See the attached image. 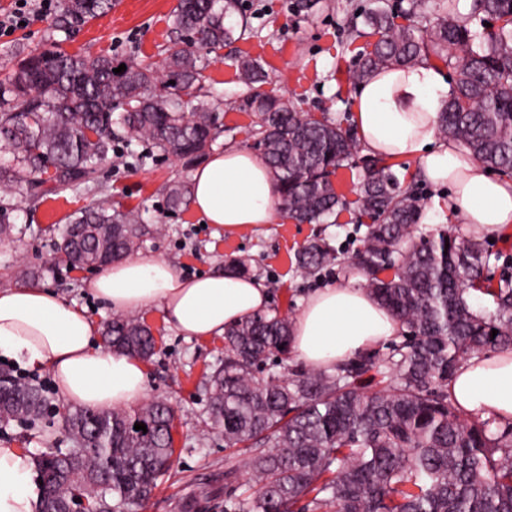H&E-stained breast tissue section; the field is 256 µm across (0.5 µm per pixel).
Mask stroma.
<instances>
[{
    "instance_id": "1",
    "label": "stroma",
    "mask_w": 512,
    "mask_h": 512,
    "mask_svg": "<svg viewBox=\"0 0 512 512\" xmlns=\"http://www.w3.org/2000/svg\"><path fill=\"white\" fill-rule=\"evenodd\" d=\"M177 0H121L118 7L70 32L56 30L51 16H36L26 28L0 37V75L11 62L10 51L21 45L35 49L59 42L71 54L112 55L122 62L135 57L161 64L163 50L172 38L170 14ZM255 29L254 36L235 41L211 54L206 70V89L227 99L242 97L247 87L239 78L238 61L258 59L268 72L269 87L288 98L303 112H324L343 124L354 122L355 85L349 81L371 36L351 39L349 31L360 12L373 0H320L308 17L289 10L290 0H243ZM123 143H116L111 164L100 179L112 194L114 204L137 211L153 229L140 246L175 263L187 275L206 274L239 258L248 259L251 275L265 281L270 294L268 311L296 317L313 291L329 284L364 285L365 277L349 268L350 257L362 246L365 233L359 224L355 192L357 172L339 170L336 190L347 202L332 224H299L279 214L266 232L227 235L203 224L192 207L169 211L165 185L189 179L194 167L162 152L144 167L125 164ZM402 184L419 185L425 196L421 225L462 229V217L446 206L447 187H436L420 177L415 161L402 160L395 167ZM91 197L82 190H68L44 197L37 209L23 208L10 214L13 231L0 238V289L19 286L20 271L37 273L39 285L61 294L67 301L87 309L96 324L113 313L87 294L83 282L95 275L92 267L75 271L59 263L53 224L85 205ZM325 238L336 259L319 276L303 278L295 265V253L313 236ZM158 341L157 353L145 362V401L162 399L176 414V453L144 512H224V467L230 455L224 437L213 429L206 409L211 372L224 359V339L187 337L169 329L159 310L140 312ZM34 429L18 423L0 429V444L22 449L33 457L49 448L67 450L70 443L61 427L60 415ZM208 496H201V488Z\"/></svg>"
}]
</instances>
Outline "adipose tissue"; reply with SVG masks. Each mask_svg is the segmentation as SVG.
<instances>
[{"mask_svg":"<svg viewBox=\"0 0 512 512\" xmlns=\"http://www.w3.org/2000/svg\"><path fill=\"white\" fill-rule=\"evenodd\" d=\"M451 89L429 64L381 70L355 92V125L369 154L416 161L429 182L448 185L449 208L484 234L512 226V182L494 177L442 139L438 119ZM192 206L227 234L260 233L276 220V185L253 152L229 146L191 175ZM91 294L116 313L159 308L170 329L213 337L258 314L268 302L263 281L217 270L185 276L173 263L140 253L102 269ZM399 323L366 289L315 291L293 321L291 349L309 368H333L398 336ZM0 356L49 369L62 397L90 410L127 408L146 392L143 363L105 351L85 309L37 284L0 290ZM464 414L512 422V350L464 361L448 385ZM31 471L19 449L0 446V512H33Z\"/></svg>","mask_w":512,"mask_h":512,"instance_id":"obj_1","label":"adipose tissue"}]
</instances>
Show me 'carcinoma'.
<instances>
[{"mask_svg": "<svg viewBox=\"0 0 512 512\" xmlns=\"http://www.w3.org/2000/svg\"><path fill=\"white\" fill-rule=\"evenodd\" d=\"M55 28L70 31L112 9V0H58ZM407 6H402V3ZM363 23L376 40L350 80L404 66L448 50L462 52L439 133L487 168L512 175V0H472L469 20L457 0H376ZM408 21L394 23L397 17ZM429 20L426 35L416 22ZM481 22L482 31L469 21ZM178 38L162 68L129 59L116 74L109 55L20 47L0 79V236L10 234L16 188L20 201L82 189L94 203L54 227L57 250L75 268L104 267L128 256L151 233L141 216L112 207L99 181L115 141H139L189 163L204 160L224 131V110L255 116L257 141L281 205L299 223L327 224L346 202L333 176L355 162L352 128L324 113L295 111L284 98L261 92L262 64L239 61L249 87L240 99L200 96L206 53L252 31L241 0H178ZM187 181L166 188L178 210L190 199ZM361 215L370 219L352 258L370 293L402 326L388 356H358L333 372L297 370L262 376L275 357L288 359V316L257 314L224 332V364L210 376L208 418L224 445L248 450L228 461L225 485L245 469L250 493H229L224 512H512V426L470 419L448 399V384L467 358L512 350V282L492 286L490 255L474 235L420 228L421 196L400 184L388 159L373 157L358 182ZM333 259L322 238L296 257L312 277ZM474 293L495 309H476ZM498 330L492 335V330ZM112 351L144 360L156 355L151 328L137 317L105 324ZM50 409L39 386L0 374V428L33 426ZM175 412L154 400L138 410L71 409L64 427L81 455L51 449L33 457L40 498L36 512H61L79 494L96 512L124 500L146 502L173 465ZM145 424L147 431L134 429Z\"/></svg>", "mask_w": 512, "mask_h": 512, "instance_id": "carcinoma-1", "label": "carcinoma"}]
</instances>
